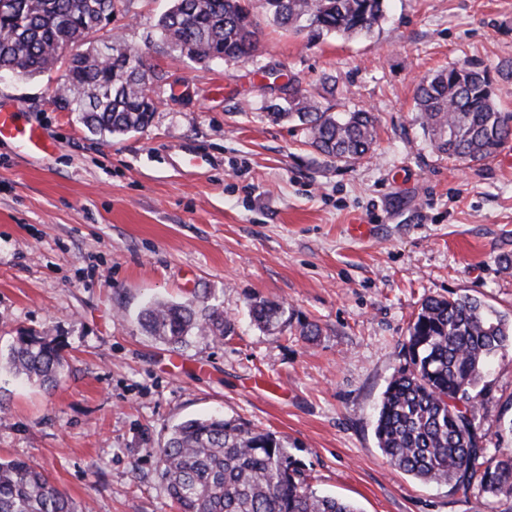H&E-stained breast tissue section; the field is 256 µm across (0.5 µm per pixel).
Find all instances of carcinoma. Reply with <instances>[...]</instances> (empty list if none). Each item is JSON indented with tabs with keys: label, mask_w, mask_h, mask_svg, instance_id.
<instances>
[{
	"label": "carcinoma",
	"mask_w": 512,
	"mask_h": 512,
	"mask_svg": "<svg viewBox=\"0 0 512 512\" xmlns=\"http://www.w3.org/2000/svg\"><path fill=\"white\" fill-rule=\"evenodd\" d=\"M125 0H12L0 15V78L52 71L60 52L82 31L98 30ZM384 0H174L155 24L161 40L193 60H249L259 40L253 12L310 41L370 34ZM112 57L94 50L74 57L54 102L77 112L102 137L143 132L155 107L145 98L146 55L116 36ZM414 109L436 153L482 162L512 138V113L494 99L489 72L453 64L424 76ZM278 118L299 122L312 146L332 162H355L373 151L375 119L357 110L335 115L296 89ZM256 326L288 325V306L250 304ZM138 322L164 344L178 347L195 335L224 337L230 320L198 300L155 298ZM512 347V319L469 295L431 297L409 323L405 363L389 380L374 430L388 463L423 483L449 485L463 496L512 497V452L480 446L473 424L491 360ZM8 364L15 375L42 386L60 381L67 360L43 336H21ZM160 473L178 512H360L353 503L318 494L299 460L276 435L239 418H191L175 425L157 451ZM0 512H78L65 492L23 459L0 460Z\"/></svg>",
	"instance_id": "carcinoma-1"
}]
</instances>
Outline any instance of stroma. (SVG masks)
I'll return each mask as SVG.
<instances>
[{"instance_id":"stroma-1","label":"stroma","mask_w":512,"mask_h":512,"mask_svg":"<svg viewBox=\"0 0 512 512\" xmlns=\"http://www.w3.org/2000/svg\"><path fill=\"white\" fill-rule=\"evenodd\" d=\"M170 0H128L87 37L113 36L165 71L141 133L104 140L51 105L65 63L0 81V104L44 128L53 153L0 140V356L17 336L59 343L56 387L0 367V458H21L86 512H176L156 451L171 427L221 413L284 440L320 494L361 512H512L391 467L374 434L382 393L423 300L470 295L512 316V141L483 162L432 153L413 109L425 74L512 64V0H386L367 36L310 43L255 12L260 53L205 64L156 32ZM378 121L371 158L332 162L297 122L272 121L288 89ZM198 297L234 331L156 342L151 298ZM285 303L259 330L253 300ZM313 325L315 335H303ZM474 413L486 448H512V348Z\"/></svg>"}]
</instances>
